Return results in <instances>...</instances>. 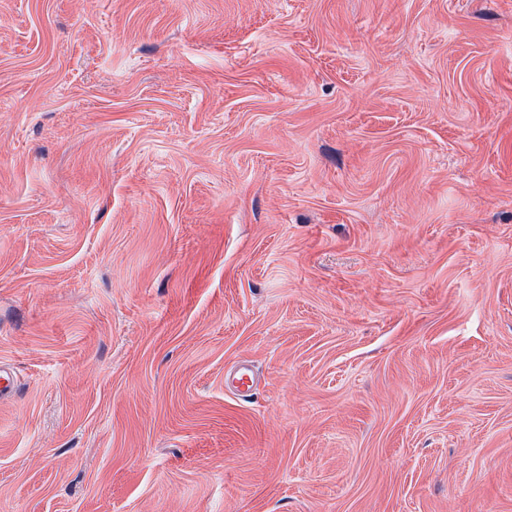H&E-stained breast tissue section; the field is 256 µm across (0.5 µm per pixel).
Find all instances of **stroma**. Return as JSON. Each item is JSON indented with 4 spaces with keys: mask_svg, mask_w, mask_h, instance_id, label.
Instances as JSON below:
<instances>
[{
    "mask_svg": "<svg viewBox=\"0 0 512 512\" xmlns=\"http://www.w3.org/2000/svg\"><path fill=\"white\" fill-rule=\"evenodd\" d=\"M2 366L0 512H512V0H0ZM226 389L236 393L243 400L251 397V391L255 385V376L248 366H239L228 371L224 376Z\"/></svg>",
    "mask_w": 512,
    "mask_h": 512,
    "instance_id": "obj_1",
    "label": "stroma"
}]
</instances>
